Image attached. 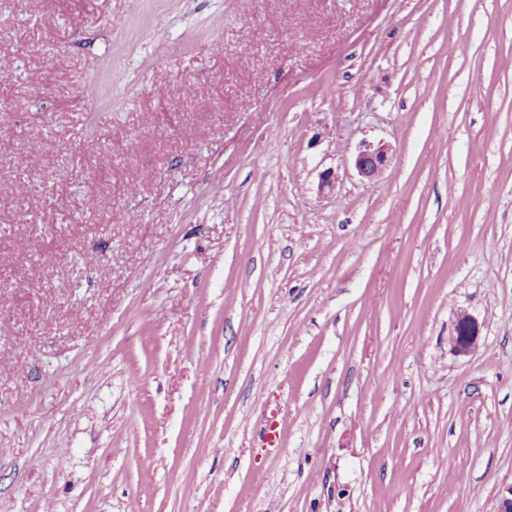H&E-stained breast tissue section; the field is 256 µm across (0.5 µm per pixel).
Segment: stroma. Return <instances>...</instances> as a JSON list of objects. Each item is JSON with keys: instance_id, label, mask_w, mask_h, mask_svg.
<instances>
[{"instance_id": "obj_1", "label": "stroma", "mask_w": 512, "mask_h": 512, "mask_svg": "<svg viewBox=\"0 0 512 512\" xmlns=\"http://www.w3.org/2000/svg\"><path fill=\"white\" fill-rule=\"evenodd\" d=\"M509 483L512 0H0V512ZM390 157V145L382 142L364 143L354 155L352 163L362 178L374 181L386 169ZM479 325L467 312L457 314L456 325L452 336H449L451 351L456 356H468L477 347L479 340Z\"/></svg>"}]
</instances>
